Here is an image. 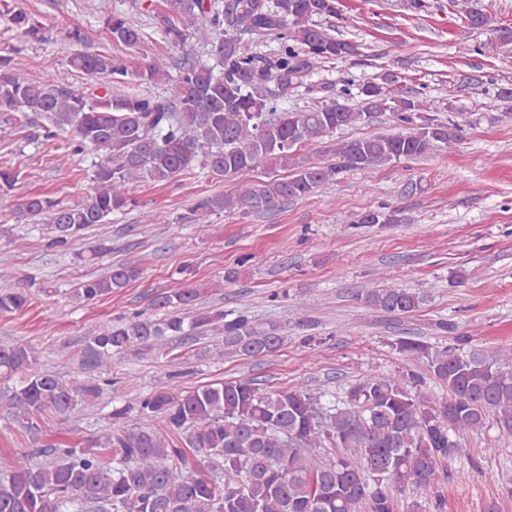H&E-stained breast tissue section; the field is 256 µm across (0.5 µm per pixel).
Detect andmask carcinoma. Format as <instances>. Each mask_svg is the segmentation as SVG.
I'll list each match as a JSON object with an SVG mask.
<instances>
[{
    "mask_svg": "<svg viewBox=\"0 0 512 512\" xmlns=\"http://www.w3.org/2000/svg\"><path fill=\"white\" fill-rule=\"evenodd\" d=\"M473 28L486 16L473 0H454ZM97 12L112 41L136 49L143 32L112 0ZM338 14L336 0H165L156 15L174 44L196 39L210 46L215 64L186 63L171 80L173 63L153 56L135 69L105 53L75 52L69 65L105 83L86 91L51 84L19 57L0 59V108L35 112L64 133L71 154L91 158L85 200L63 205L42 196L16 201L17 181L0 167V214H17L54 234L63 247L110 216L138 206L134 184L167 182L196 168L234 177L232 192L203 198L169 223L145 209V224H166L174 235L187 224H208L224 212L249 217L291 198L325 190L347 169H369L446 151L462 137L459 124L424 116L435 111L424 97H399L382 84L358 88L354 108L337 100L282 110L277 95L325 60L358 54L352 41L331 36L320 20ZM10 21L22 34L42 39V25L26 12ZM274 34L280 53L268 67L242 32ZM135 78L141 84L172 82L164 96L114 88ZM275 81L279 93L261 89ZM390 112L398 132L341 141L330 158L313 159L301 148L319 144L336 130ZM264 166L286 169L282 178L259 179ZM143 274L133 262L113 265L100 276L74 283L70 296L89 303L126 287ZM199 287L187 283L158 295L159 317L132 316L87 332L86 352L98 366L134 347L166 352L175 337L207 334L224 342V354L257 357L284 344V326L256 323L242 306L228 314L197 308ZM376 309L396 314L418 310L426 295L406 288H374L364 297ZM29 301L15 288L0 289V312ZM407 364H426L446 390L439 397L423 379L374 371L348 384L341 395L314 394L303 385L267 388L255 380H229L187 391L169 374L164 387L113 413L122 424L82 447L52 448L36 464L18 454H0V512H394L395 494L409 491L410 512L420 499L437 495L442 462L469 455L468 438L488 422L512 435V347L471 349L438 346L419 338L392 343ZM103 393L97 382H66L41 368L30 345H0V399L8 418L31 436L46 416L68 417ZM158 419L166 431L126 421ZM180 440L175 445L174 439ZM193 461H188V458Z\"/></svg>",
    "mask_w": 512,
    "mask_h": 512,
    "instance_id": "carcinoma-1",
    "label": "carcinoma"
}]
</instances>
